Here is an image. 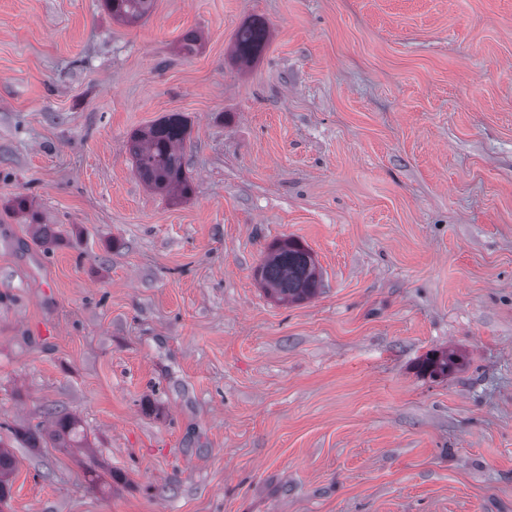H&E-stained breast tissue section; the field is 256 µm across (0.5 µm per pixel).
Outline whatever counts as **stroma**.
<instances>
[{
	"label": "stroma",
	"mask_w": 512,
	"mask_h": 512,
	"mask_svg": "<svg viewBox=\"0 0 512 512\" xmlns=\"http://www.w3.org/2000/svg\"><path fill=\"white\" fill-rule=\"evenodd\" d=\"M172 112L176 200L128 150ZM49 409L88 451L15 441ZM0 442L5 512H512V0H0ZM112 19L134 25L149 15L154 0H104ZM268 38L266 22L254 18L242 26L236 33L234 53L242 62L252 61L264 48ZM255 277L270 298L287 304L316 296L321 285V272L311 250L293 238L269 247ZM463 357L453 350L434 351L427 354L420 367L430 374L448 375L449 372L461 366ZM0 442V505L6 504L10 492V476L14 470V459Z\"/></svg>",
	"instance_id": "stroma-1"
}]
</instances>
